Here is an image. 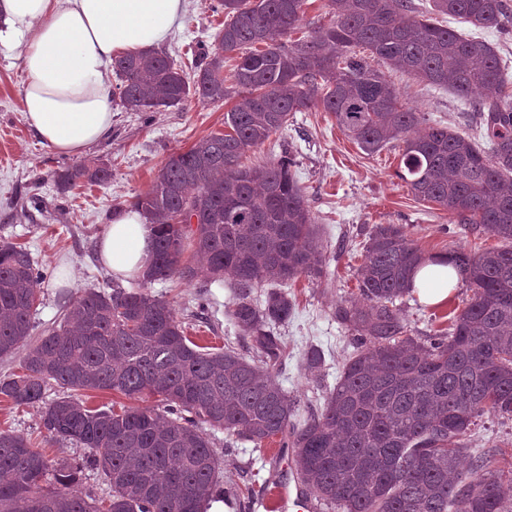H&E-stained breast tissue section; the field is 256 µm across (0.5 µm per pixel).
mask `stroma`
I'll return each mask as SVG.
<instances>
[{"instance_id":"obj_1","label":"stroma","mask_w":512,"mask_h":512,"mask_svg":"<svg viewBox=\"0 0 512 512\" xmlns=\"http://www.w3.org/2000/svg\"><path fill=\"white\" fill-rule=\"evenodd\" d=\"M209 0H185L184 13L162 52L177 55L188 47L212 43L224 25V15L213 14ZM21 47L18 42H0V240L25 246L48 277L41 285L35 321L37 330L59 323L70 301L86 288L102 287L112 279L97 256L98 238L113 214L127 207L137 195L147 192L169 155L188 150L199 139L224 129V115L232 100L215 104L187 101L180 109L140 112L112 104V131L106 139L73 156L57 153L42 144L22 112ZM389 79L402 93V102L422 112L429 124H441L483 142L478 112L470 101L446 89L392 71ZM294 160L291 174L305 192L307 204L324 245L326 275L315 281L302 276L284 290L295 301V310L280 331L288 356L272 371L273 378L296 398L300 411L322 406L326 390L332 389L353 347L348 330L337 323L338 305L357 300V269L366 247V236L357 228L378 224L405 225L411 239L425 253L455 248L499 246V239L484 231L471 233L448 221L446 211L414 197L399 179V149L386 146L374 156L363 154L337 127L326 112H298L287 126L263 145L242 157L247 166L277 160L283 153ZM108 167L112 176L103 184L82 183L62 193L52 172L75 165ZM45 200L43 210L29 209L31 195ZM68 267L72 283L58 284L60 267ZM150 291L173 307L184 332L201 346L220 347L238 343L239 334L228 321L224 307L232 298L230 288L213 283V303L207 318H196L197 290L171 279L152 284ZM469 288L451 289L447 300L437 305L421 302L417 293L405 296L400 315L416 337L447 332L453 311L471 300ZM315 347L323 352L320 375L324 388L316 390L310 373L301 365V355ZM469 454L495 449L503 462H512V420L485 417L464 438ZM212 449L220 463L221 488L232 489L224 500V512H266V492L281 481L297 477L295 452L278 440L262 446L238 439L227 441L215 432Z\"/></svg>"}]
</instances>
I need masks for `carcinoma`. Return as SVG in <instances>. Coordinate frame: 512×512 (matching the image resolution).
Here are the masks:
<instances>
[{
    "label": "carcinoma",
    "mask_w": 512,
    "mask_h": 512,
    "mask_svg": "<svg viewBox=\"0 0 512 512\" xmlns=\"http://www.w3.org/2000/svg\"><path fill=\"white\" fill-rule=\"evenodd\" d=\"M305 2L212 0L209 9L227 20L213 43L197 46L190 74L155 51L115 59L112 96L140 112L192 98L216 103L235 94L238 101L224 115L228 132L171 155L131 201L153 227L138 286L81 292L60 324L27 347L22 373L0 380V395L15 405H41L50 440L89 450L85 463L111 494L87 502L70 464L24 434L0 431V512H203L219 483L209 429L257 445L281 437L296 449L300 481L338 512H512V467L491 451L464 463L463 442L476 419L512 415V92L492 45L437 21L497 28L512 22V6L429 0L424 14L413 0H328L333 20L292 40ZM358 48L428 85L493 103L481 118L492 155L402 105L400 91ZM313 111L331 113L368 155L398 142L396 175L416 198L509 246L445 253L473 298L448 333L420 342L397 301L427 256L404 225H375L357 272L366 303L336 307L354 352L323 409L301 417L297 400L271 376L286 356L279 327L295 301L279 289L256 299L253 289L322 277L324 246L290 173L292 158L252 167L241 158L291 115ZM108 177L107 168L85 165L53 175L63 192ZM189 208L193 226L182 220ZM46 277L25 247L0 243V357L32 335ZM172 278L199 288L203 310L212 284L233 288L226 316L247 353L189 340L172 306L148 291ZM302 365L320 370L323 353L309 348ZM54 386L68 395L48 402ZM87 390L143 405L89 409L74 397ZM151 396L161 397L164 413L145 404Z\"/></svg>",
    "instance_id": "cac0c4a2"
}]
</instances>
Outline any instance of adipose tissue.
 <instances>
[{
	"label": "adipose tissue",
	"mask_w": 512,
	"mask_h": 512,
	"mask_svg": "<svg viewBox=\"0 0 512 512\" xmlns=\"http://www.w3.org/2000/svg\"><path fill=\"white\" fill-rule=\"evenodd\" d=\"M184 0H0V41L23 43V115L53 150L82 153L112 130L114 57L162 45ZM153 230L137 210L117 211L102 233L98 256L114 276L141 274ZM456 280L448 264L429 260L414 284L428 303L444 300Z\"/></svg>",
	"instance_id": "1"
}]
</instances>
